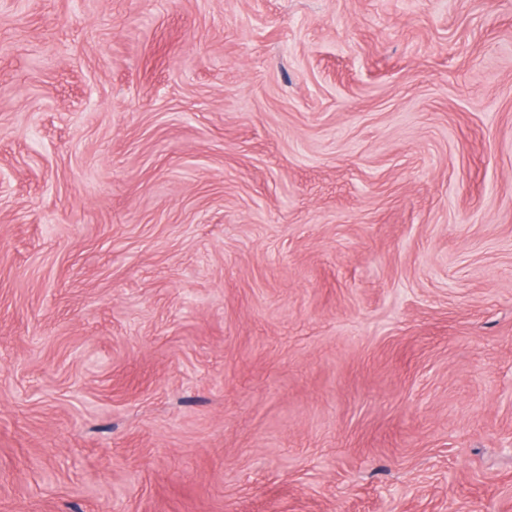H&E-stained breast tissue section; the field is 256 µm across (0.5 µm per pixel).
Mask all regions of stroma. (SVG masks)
I'll return each instance as SVG.
<instances>
[{"instance_id":"35a3bbf8","label":"stroma","mask_w":512,"mask_h":512,"mask_svg":"<svg viewBox=\"0 0 512 512\" xmlns=\"http://www.w3.org/2000/svg\"><path fill=\"white\" fill-rule=\"evenodd\" d=\"M0 512H512V0H0Z\"/></svg>"}]
</instances>
